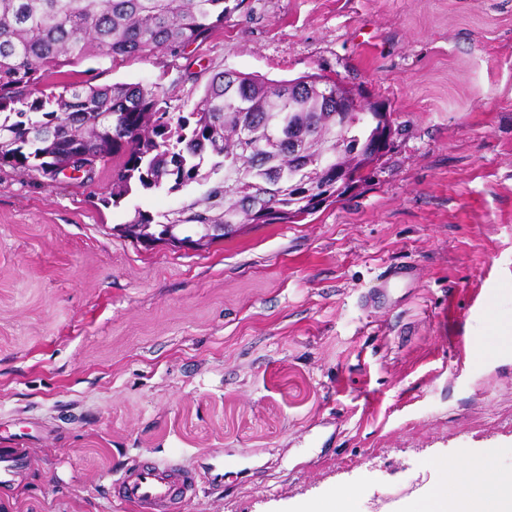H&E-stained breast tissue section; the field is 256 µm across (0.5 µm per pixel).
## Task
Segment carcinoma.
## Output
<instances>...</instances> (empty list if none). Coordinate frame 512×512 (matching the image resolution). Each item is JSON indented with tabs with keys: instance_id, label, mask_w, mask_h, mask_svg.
Wrapping results in <instances>:
<instances>
[{
	"instance_id": "obj_1",
	"label": "carcinoma",
	"mask_w": 512,
	"mask_h": 512,
	"mask_svg": "<svg viewBox=\"0 0 512 512\" xmlns=\"http://www.w3.org/2000/svg\"><path fill=\"white\" fill-rule=\"evenodd\" d=\"M226 0H0V167L53 179L69 166L92 179L93 160L118 159L109 199L134 192L191 191L171 211L135 207L120 227L141 243L165 242L193 228L210 246L248 224L288 222L289 175L326 177L315 153L295 155L264 144L288 128L319 138L345 123L331 145L332 168L361 180L360 151L373 122L368 112L336 109V84L316 73L288 81L218 71L202 100L183 115L169 111L157 86L89 80L41 88L65 66L94 57L141 58L181 52L224 24ZM254 131L241 141L237 126Z\"/></svg>"
}]
</instances>
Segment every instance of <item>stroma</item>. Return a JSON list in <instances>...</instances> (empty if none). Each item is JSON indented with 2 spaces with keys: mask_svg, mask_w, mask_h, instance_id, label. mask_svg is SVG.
<instances>
[{
  "mask_svg": "<svg viewBox=\"0 0 512 512\" xmlns=\"http://www.w3.org/2000/svg\"><path fill=\"white\" fill-rule=\"evenodd\" d=\"M179 55L87 59L48 78L161 86L189 112L212 72L319 73L391 112L387 152L334 203L208 247L120 235L158 191L0 169V448L29 470L0 512H122L144 459L205 472L177 512H349L443 461L512 474V0H228Z\"/></svg>",
  "mask_w": 512,
  "mask_h": 512,
  "instance_id": "35a3bbf8",
  "label": "stroma"
}]
</instances>
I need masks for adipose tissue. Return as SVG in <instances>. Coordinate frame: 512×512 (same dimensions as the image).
<instances>
[{
    "label": "adipose tissue",
    "mask_w": 512,
    "mask_h": 512,
    "mask_svg": "<svg viewBox=\"0 0 512 512\" xmlns=\"http://www.w3.org/2000/svg\"><path fill=\"white\" fill-rule=\"evenodd\" d=\"M417 512H512V476L487 467L473 488L463 482L459 464H450L447 482L430 486Z\"/></svg>",
    "instance_id": "adipose-tissue-1"
}]
</instances>
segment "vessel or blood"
I'll return each mask as SVG.
<instances>
[{
    "mask_svg": "<svg viewBox=\"0 0 512 512\" xmlns=\"http://www.w3.org/2000/svg\"><path fill=\"white\" fill-rule=\"evenodd\" d=\"M27 468L24 449L0 451V490L11 487ZM195 489V474L183 470L177 461L146 459L121 472L114 483V498L137 512H176Z\"/></svg>",
    "mask_w": 512,
    "mask_h": 512,
    "instance_id": "obj_1",
    "label": "vessel or blood"
}]
</instances>
